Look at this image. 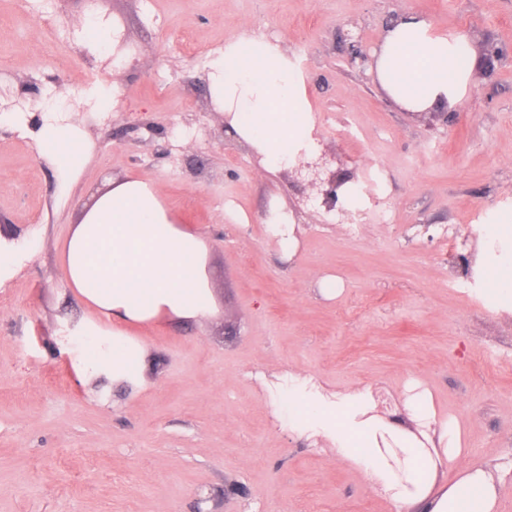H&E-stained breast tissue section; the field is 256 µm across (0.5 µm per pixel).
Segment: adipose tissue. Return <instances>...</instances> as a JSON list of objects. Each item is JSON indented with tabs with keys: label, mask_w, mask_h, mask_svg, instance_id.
Wrapping results in <instances>:
<instances>
[{
	"label": "adipose tissue",
	"mask_w": 512,
	"mask_h": 512,
	"mask_svg": "<svg viewBox=\"0 0 512 512\" xmlns=\"http://www.w3.org/2000/svg\"><path fill=\"white\" fill-rule=\"evenodd\" d=\"M475 52L456 36L431 34L422 16L407 13L386 31L372 68L380 91L408 112L454 107L466 94ZM212 102L238 141L265 169L281 170L319 149L315 121L300 106V81L281 46L240 37L225 42L210 62ZM86 135L45 123L37 142L42 158L65 175L82 170ZM68 288L89 311L58 342L70 351L76 375L87 382L139 381L148 352L130 328L161 320L200 321L213 311L203 235L175 224L156 186L141 178L113 182L86 204L62 244ZM476 281L496 277L488 294L499 312H512V225L489 224L470 262ZM416 429L402 430L407 477L396 480L378 437L392 426L371 394L356 390L329 399L302 387L288 390V426L322 436L337 456L389 494L394 512H494L497 491L482 464L467 466L439 492L429 481L457 459L458 429L439 416L430 394L406 406Z\"/></svg>",
	"instance_id": "obj_1"
}]
</instances>
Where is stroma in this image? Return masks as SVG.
<instances>
[{"label": "stroma", "mask_w": 512, "mask_h": 512, "mask_svg": "<svg viewBox=\"0 0 512 512\" xmlns=\"http://www.w3.org/2000/svg\"><path fill=\"white\" fill-rule=\"evenodd\" d=\"M409 12L475 50L453 117L411 115L374 81L369 56ZM239 36L286 49L358 188L354 220L262 170L214 111L211 55ZM115 38L130 66H114ZM50 118L90 140L77 180L40 156ZM131 175L204 236L215 310L142 329L140 384L82 383L56 342L85 315L61 244L93 193ZM275 197L299 226L291 259L266 232ZM510 215L512 0H0V235L27 250L0 284V512H390L275 416L292 382L383 389L381 415L403 424L404 400L429 392L460 430L446 479L493 465L495 512H512V314L467 268L482 225Z\"/></svg>", "instance_id": "1"}]
</instances>
